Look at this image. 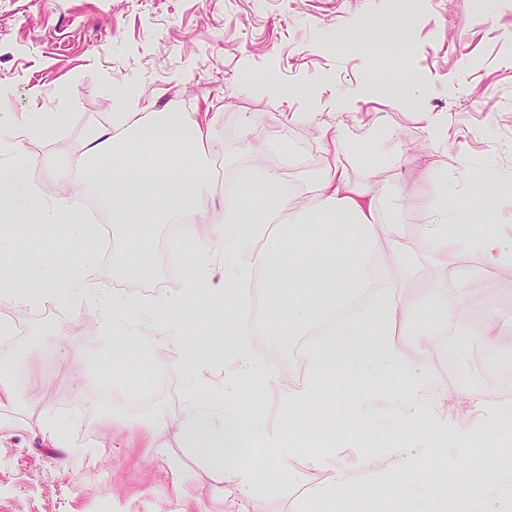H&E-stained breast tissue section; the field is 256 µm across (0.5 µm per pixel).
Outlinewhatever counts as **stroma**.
<instances>
[{
    "label": "stroma",
    "mask_w": 512,
    "mask_h": 512,
    "mask_svg": "<svg viewBox=\"0 0 512 512\" xmlns=\"http://www.w3.org/2000/svg\"><path fill=\"white\" fill-rule=\"evenodd\" d=\"M402 9L401 0H0V106L39 112L56 131L28 143L20 169L0 155V171L40 191L15 201L12 218L0 221V271L24 292L32 288L31 268L68 264L88 288L58 294L48 307L0 299V323L25 328L0 349V376L16 391L0 406V512H417L406 459L435 476L440 500L463 494L473 512L490 505L512 512V497L492 501L484 479L493 467L512 471V433L499 427L443 448L440 435L405 422L403 373L316 369L310 357H292L304 338L300 329L253 336L251 370L237 383L239 365L224 349L238 322L222 288L200 287L176 308L154 306L181 288L197 254L171 222L143 219L104 261L97 242L78 230L82 205L63 224L41 218L42 205L59 191L45 163L65 164L86 126L139 104L168 118L183 105L198 112L218 102L224 122L215 129L211 171L242 182L261 172L260 160L240 147L241 115L251 113L253 135L275 132L279 155L307 158L288 170L300 188L291 208L307 204L301 188L317 181L325 163L315 132L291 120L311 109L329 121L386 128L406 148L407 161L354 163L350 174L377 189L381 210L394 212L411 237L420 238L421 219L404 203L435 194L461 223H499L488 198L512 196V0H488L481 10L469 0H418L410 19ZM351 28L363 37L337 46ZM384 80L398 83L400 93L379 92ZM270 112L271 128L263 122ZM421 112L447 113V143L421 127ZM129 247L142 255L136 281L122 260ZM379 261L394 292L416 306L419 324L434 330L429 359L418 365L434 386L428 413L471 424L474 401L512 403V353L472 333L489 312L512 316V266L455 252L460 277L446 290L459 302L447 312L438 301L440 253L420 247L407 276L387 252ZM97 296L113 302L115 321L99 315ZM92 342L98 353L83 357ZM188 344L203 350L200 362H182ZM319 376L324 382L313 400L289 413L283 392ZM194 392L229 401L248 420L235 456L180 448L172 432ZM25 410L53 417L65 439L18 424ZM133 416L166 422L160 447L124 431ZM289 418L295 453L266 463L268 434ZM173 454L182 462L175 472L164 462ZM323 456L332 469L319 465ZM238 464L251 468L252 486L246 497L229 498L224 471ZM375 466L391 474L385 490L365 485L349 502L310 500L311 488L331 473L355 481Z\"/></svg>",
    "instance_id": "stroma-1"
}]
</instances>
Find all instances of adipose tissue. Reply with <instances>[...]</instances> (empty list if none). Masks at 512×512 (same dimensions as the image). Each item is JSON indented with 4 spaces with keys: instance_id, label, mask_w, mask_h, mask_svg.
<instances>
[{
    "instance_id": "ef3b65f1",
    "label": "adipose tissue",
    "mask_w": 512,
    "mask_h": 512,
    "mask_svg": "<svg viewBox=\"0 0 512 512\" xmlns=\"http://www.w3.org/2000/svg\"><path fill=\"white\" fill-rule=\"evenodd\" d=\"M294 120L316 128L318 146L327 166L313 187V202L305 209L287 206L290 188L285 164L277 163L262 171L260 176L234 193L212 189L207 168V155L215 148L213 131L223 123L220 112H192L176 123L160 124L153 112H124L112 122L86 131L79 150L71 155L67 166L51 168L55 182L74 187L94 178L101 161L117 156L136 158L145 172L164 173L174 185V195L182 207L198 214L195 222L184 225L186 237L202 245L220 241L224 244V299L237 304L240 288L256 282L260 287L279 291L296 288L300 251L295 245L300 226L323 233L326 248L321 262L329 271L327 281L319 283L327 302L314 305L302 301L286 306H271L263 329L292 326L336 315L346 308V319L338 324L330 356H343L346 348L357 347L359 361L356 370L377 368L387 363L403 369L410 376L406 393L407 421H419L420 400L424 383L410 366L411 357H423L429 341L415 320L414 307L403 297L396 296L379 303L357 299L360 291L387 287L388 282L377 274V247L403 268H412L417 261L418 246L404 225L386 219L378 206L375 190L353 181L349 166L362 143L377 146L389 162L401 161L403 152L378 126L354 127L342 122L323 121L320 113L297 112ZM53 129L42 122L36 113L18 118L16 113L0 110V151L19 162H26L25 144L33 139L52 138ZM181 147L191 156L195 167L182 171L177 160L161 158L153 149L155 140ZM105 198L112 209L114 232L137 223L140 213L162 211L159 199L151 196L133 198L124 193L109 192ZM416 210L427 222L423 237L437 251L454 246L463 251L481 253L492 266L512 265V209L506 222L474 224L466 231L456 230L454 217L438 199L416 203ZM349 248L353 277H346L336 256L337 242ZM401 329L411 334V349H404L391 335ZM512 419V405L500 403L484 407L482 418L469 427L438 419L428 420L430 429L445 431L448 438H476L492 427ZM246 428L241 414L229 413L224 404L196 393L184 406V419L175 433L182 447L207 448L215 444L233 448L236 439Z\"/></svg>"
}]
</instances>
